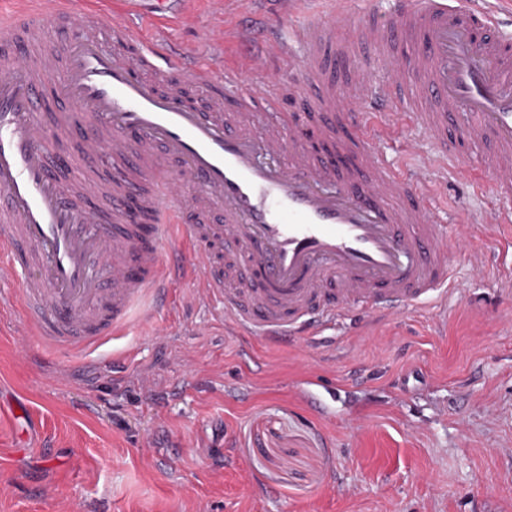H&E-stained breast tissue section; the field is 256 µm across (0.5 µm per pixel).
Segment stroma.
Here are the masks:
<instances>
[{"mask_svg":"<svg viewBox=\"0 0 512 512\" xmlns=\"http://www.w3.org/2000/svg\"><path fill=\"white\" fill-rule=\"evenodd\" d=\"M192 6L169 36L205 59L239 18ZM440 196L467 236L441 308L275 343L225 332L186 282L170 335L69 355L18 352L0 312V512H512V230L466 221L490 181ZM306 372L327 414L295 397Z\"/></svg>","mask_w":512,"mask_h":512,"instance_id":"1","label":"stroma"}]
</instances>
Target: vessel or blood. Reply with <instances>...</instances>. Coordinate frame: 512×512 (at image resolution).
I'll list each match as a JSON object with an SVG mask.
<instances>
[{
  "instance_id": "obj_1",
  "label": "vessel or blood",
  "mask_w": 512,
  "mask_h": 512,
  "mask_svg": "<svg viewBox=\"0 0 512 512\" xmlns=\"http://www.w3.org/2000/svg\"><path fill=\"white\" fill-rule=\"evenodd\" d=\"M148 3L0 11V280L23 274L31 336L75 352L136 319L164 335L158 311L187 278L225 327L282 342L447 299L435 178L487 176L512 199V0H394L382 20L323 0L325 18L261 50L249 27L218 31L205 61L134 36ZM228 43L244 52L223 66ZM287 98L313 130L284 118ZM410 126L428 141L405 168L377 143ZM178 237L190 257L168 251Z\"/></svg>"
}]
</instances>
